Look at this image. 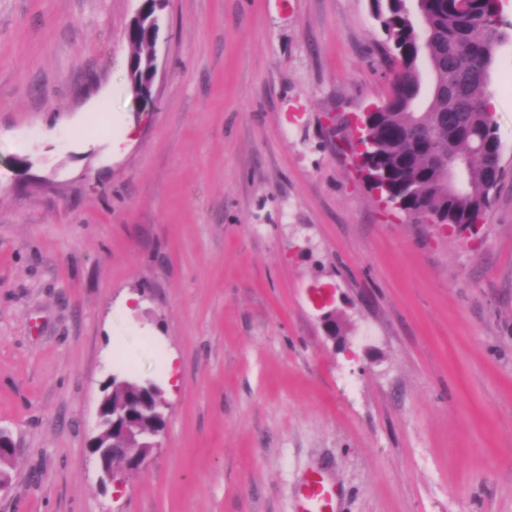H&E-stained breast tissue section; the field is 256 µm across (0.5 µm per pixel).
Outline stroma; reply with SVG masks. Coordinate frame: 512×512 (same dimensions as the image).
<instances>
[{
  "instance_id": "35a3bbf8",
  "label": "stroma",
  "mask_w": 512,
  "mask_h": 512,
  "mask_svg": "<svg viewBox=\"0 0 512 512\" xmlns=\"http://www.w3.org/2000/svg\"><path fill=\"white\" fill-rule=\"evenodd\" d=\"M139 7L0 0V512H295L314 468L338 512H512V38L502 174L450 233L356 169L345 120L392 79L370 0H165L146 101ZM171 357L165 437L116 495L103 387ZM105 405L106 397L103 396L99 405L98 419L96 423L98 433L95 437L92 438H100L102 439V443L98 446V448L94 445H88V448L89 453L95 458L96 462L98 463L103 476L110 483L118 484L122 482L123 478H117V475L112 466V459L115 455H125L128 448H117L114 444H112V426H109L107 419L105 417Z\"/></svg>"
}]
</instances>
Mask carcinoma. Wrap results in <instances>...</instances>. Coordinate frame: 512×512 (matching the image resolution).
Wrapping results in <instances>:
<instances>
[{"mask_svg":"<svg viewBox=\"0 0 512 512\" xmlns=\"http://www.w3.org/2000/svg\"><path fill=\"white\" fill-rule=\"evenodd\" d=\"M394 69L391 94L384 103L374 140L395 181L414 202L411 214H437L449 224H473L492 201L501 174L496 123L487 115L489 83L496 46L505 33L498 12L487 0H473L459 11L453 0H427L413 20L401 0H371ZM431 62L429 91H423L420 53ZM467 163L469 192L451 197L431 163V155ZM160 398L150 382L127 377L114 389L112 403L129 405L133 421L145 432L164 424L154 412Z\"/></svg>","mask_w":512,"mask_h":512,"instance_id":"1","label":"carcinoma"}]
</instances>
